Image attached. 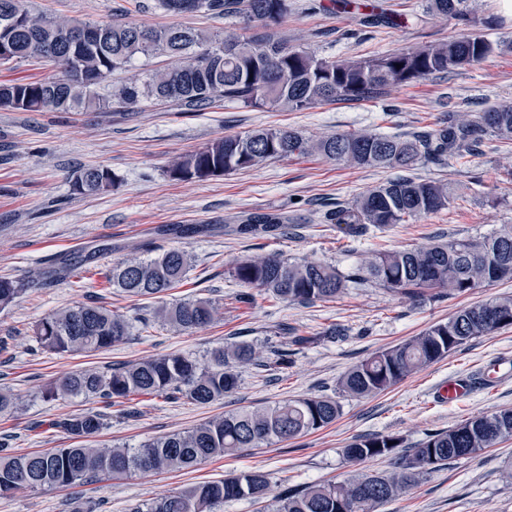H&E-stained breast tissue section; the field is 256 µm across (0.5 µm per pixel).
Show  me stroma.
I'll return each mask as SVG.
<instances>
[{
	"instance_id": "1",
	"label": "stroma",
	"mask_w": 512,
	"mask_h": 512,
	"mask_svg": "<svg viewBox=\"0 0 512 512\" xmlns=\"http://www.w3.org/2000/svg\"><path fill=\"white\" fill-rule=\"evenodd\" d=\"M377 2L384 11L415 14L419 20L401 27H365L354 15L338 11L335 0H288L278 29L292 45L325 57L371 58L452 36L485 38L494 52L481 63L395 88L378 99L320 104L303 112L221 103L186 112L171 103L150 102L131 111L0 109V278L22 281L48 258L85 253L104 243L111 247L96 260L93 273L72 283L28 289L0 309V386L10 387L22 400L21 409L0 416V435H9L16 452L72 446V439L53 422L85 409L106 416L97 443L135 447L216 415L286 399L329 397L341 407L335 423L286 442L247 448L180 472H137L69 489L21 491L0 499V512H73L82 503L94 512H131L135 505L189 485L243 471L266 474L269 494L275 497L287 488L391 471L388 458L359 465L347 461L342 450L356 438L393 435L410 447L472 417L512 409V328L466 342L381 394L358 398L337 388L342 375L372 353L447 321L460 308L512 295V280L425 302L366 282L350 285L336 300L303 305L258 290L243 301L241 287L230 276L241 257L271 254L321 262L347 274L373 252L478 238L512 225V141L488 136L466 159L420 161L414 177L447 181V209L355 239L325 223L323 213L394 178V170L295 156L203 181H175L167 172L174 160L218 137L256 128L290 129L314 139L363 129L406 135L435 129L449 112L475 114L512 105V0H475L478 20L469 24L422 17V0ZM30 5L48 16L86 21L115 17L152 28L177 22L206 31L225 27L220 17L174 16L156 0H30ZM91 165L111 171L114 186L96 195L72 194L68 176ZM251 212L287 215L288 234H225V225ZM172 224H209L213 230L188 238L163 234L162 226ZM174 247L192 255L193 267L184 283L162 300L138 301L108 288L105 276L112 265ZM92 298L131 318L162 301L197 298L220 300L223 314L209 326L180 334L159 323L138 325L121 344L94 354L58 357L36 351V323ZM334 324L344 328V336L323 338V331ZM288 326L311 337V344L292 345L284 332ZM242 342L264 357L273 349H286L288 362L241 369L237 389L206 406L162 397L139 398L128 408L96 399L42 397L47 385L79 368L173 352L201 359L217 346ZM480 372L487 384L469 400L451 404L439 399L449 376ZM379 512H512V440L423 476L410 493Z\"/></svg>"
}]
</instances>
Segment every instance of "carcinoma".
Wrapping results in <instances>:
<instances>
[{
  "instance_id": "carcinoma-1",
  "label": "carcinoma",
  "mask_w": 512,
  "mask_h": 512,
  "mask_svg": "<svg viewBox=\"0 0 512 512\" xmlns=\"http://www.w3.org/2000/svg\"><path fill=\"white\" fill-rule=\"evenodd\" d=\"M175 15L206 14L242 22L240 31L206 33L176 25L151 28L120 20L87 22L76 18L35 14L23 0H0V46L7 45L9 61L50 63L56 74L37 80L0 82V108L15 112H94L130 110L143 102H174L186 112H198L224 101L245 106H269L301 112L317 104L359 103L379 98L391 89L432 75L479 63L493 44L480 37L448 38L372 58H322L293 46L274 30L288 14V0H159ZM426 14L464 23L478 20L471 0H427ZM95 27L99 39L80 42L78 27ZM165 55L176 64L148 70L124 83L112 82L116 72L137 57ZM110 91L103 95L100 89ZM487 135L512 141V106H494L474 116L450 114L439 128L402 136L369 130L335 133L309 139L280 128H260L229 134L185 156L168 170L175 181L204 180L255 168L271 159L320 156L352 166L406 171L425 158H464L476 151ZM76 195H93L112 188V172L89 166L70 175ZM450 190L441 181L400 176L367 190L348 204L324 214L357 237L371 228L400 224L409 217L438 212L448 206ZM288 231L281 213L254 212L238 224L224 225V233L276 236ZM93 255L73 254L55 259L42 275L57 282L92 262ZM191 267L188 254L170 248L153 259L132 256L112 266L107 283L128 297L156 299L178 287ZM512 271V226L479 239L453 240L411 250L375 252L345 275L315 261H290L277 255L247 257L230 270L246 289H258L284 302L310 305L331 301L347 283L372 281L416 301L448 294H467L504 279ZM39 282L0 278V307L12 303ZM219 303L193 299L164 304L152 319L177 332L213 323ZM512 327V297L465 307L446 322L432 325L411 339L381 349L348 370L340 390L353 397L379 394L409 375L444 358L467 341ZM131 331L124 315L96 304L81 303L45 316L34 329L38 348L48 354H78L112 348ZM267 367L247 343L218 346L200 361L168 354L99 369L76 370L46 390L50 398L94 397L109 406L132 396H161L206 405L238 386L236 367ZM21 401L0 387V413L11 412ZM340 414L329 397L286 400L272 406L215 416L191 429L153 438L136 448L102 446L84 441L105 427L104 415L86 411L53 422L78 445L47 452L18 454L9 439L0 440V497L19 491L72 488L103 476L135 472H163L192 468L209 459L257 448L273 439L288 441L327 427ZM512 439V409L467 419L427 436L410 448L392 435H372L352 441L342 450L350 462L395 456L390 473L363 475L348 482L314 483L275 498L271 512H377L406 493L426 474L452 460L474 455ZM268 479L258 471L241 472L220 481L194 484L133 512H220L224 503L260 499Z\"/></svg>"
}]
</instances>
